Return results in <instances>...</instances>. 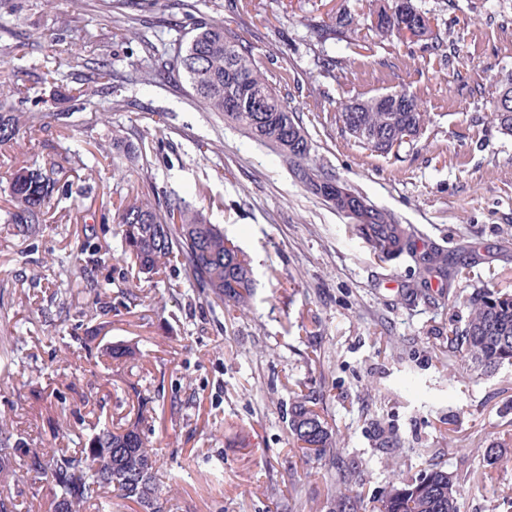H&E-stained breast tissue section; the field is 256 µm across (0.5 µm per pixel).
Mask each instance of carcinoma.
<instances>
[{"instance_id":"cac0c4a2","label":"carcinoma","mask_w":512,"mask_h":512,"mask_svg":"<svg viewBox=\"0 0 512 512\" xmlns=\"http://www.w3.org/2000/svg\"><path fill=\"white\" fill-rule=\"evenodd\" d=\"M355 18L343 10L336 14L328 34L338 41L354 32ZM162 67L184 75L196 100L211 112L223 115L230 126L257 142L270 146L314 195L347 213L362 195L350 191L336 195L338 180L312 162V144L294 113L270 85L260 69L252 47L224 21L198 13L189 36L174 53L150 45ZM57 71L42 72L43 81L56 84L55 96L70 103V111L85 109L87 97L97 93V84L111 76V64L102 60L89 69L77 87L58 83ZM406 103L392 110L382 108L375 97L360 100L357 111L342 105L339 120L352 137L360 129L374 139L366 146L389 152L403 143L407 132L422 127L424 113L416 97L404 92ZM23 124L12 105L0 103V146L20 139ZM67 171L61 165H20L10 178L6 224L29 233L47 222L54 194H66ZM118 226L124 242L125 259L144 275H153L167 262L182 258L198 288L238 308L248 306L254 292L250 264L239 247L216 224H207L185 199L173 195L152 199L134 195L118 208ZM353 228L383 262L408 254L418 256L423 275L444 280L457 279L460 269L439 247L417 252L407 227L384 210L369 205L367 215L352 219ZM448 345L463 349L474 369L491 373L512 365V293L478 287L468 298L464 327L448 334ZM138 409L135 418L119 429L103 428L73 452L56 449L40 452L25 447L21 440L0 430V471L17 465L46 480L53 512H108L110 502L101 496L113 489L134 502L139 512H164L157 483V458L143 430L149 417V398L133 389ZM291 434L304 456H334L336 437L328 423L305 397L298 399L292 413ZM354 470L336 464L333 512H358L359 499L350 486ZM484 488L468 473L448 472L434 467L422 474L392 482L379 499L377 512H459L458 499L466 486Z\"/></svg>"}]
</instances>
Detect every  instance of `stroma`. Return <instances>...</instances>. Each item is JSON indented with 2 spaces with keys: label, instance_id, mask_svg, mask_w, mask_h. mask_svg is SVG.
Here are the masks:
<instances>
[{
  "label": "stroma",
  "instance_id": "35a3bbf8",
  "mask_svg": "<svg viewBox=\"0 0 512 512\" xmlns=\"http://www.w3.org/2000/svg\"><path fill=\"white\" fill-rule=\"evenodd\" d=\"M193 2L252 46L314 162L463 274L424 285L410 257L379 261L279 156L161 71L144 29L113 22V0H0V100L41 116L0 148V207L21 162H58L68 180L35 234L0 221V423L26 447L74 449L135 415L134 385L155 409L145 435L167 512H328L331 464L301 457L290 433L306 395L335 432L337 457L357 466L360 512H375L390 482L434 466L489 471L460 512H512V367L484 374L448 347L474 288L512 292V134L492 110L512 72V0H413L445 40L442 56L365 28L348 43L313 34L370 0ZM127 11L155 20L168 43L190 30L176 0ZM89 31L115 77L63 130L34 66L67 73L72 54H88ZM37 32L41 46L23 55ZM326 56L341 61L340 78L320 68ZM401 89L426 115L418 138L380 154L345 133L342 104ZM124 99L129 108L112 109ZM145 139L153 150L142 159ZM136 185L185 197L223 227L253 269L249 307L194 288L182 263L148 278L122 257L116 206ZM119 343L134 357L109 358ZM492 443L506 453L486 469L476 451ZM0 494L20 512H49L45 485L25 471L0 474Z\"/></svg>",
  "mask_w": 512,
  "mask_h": 512
}]
</instances>
